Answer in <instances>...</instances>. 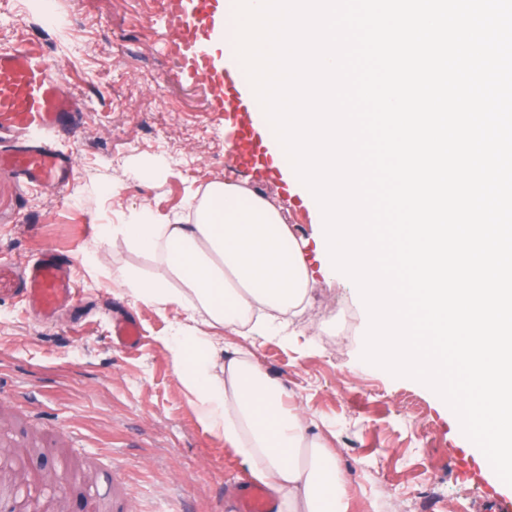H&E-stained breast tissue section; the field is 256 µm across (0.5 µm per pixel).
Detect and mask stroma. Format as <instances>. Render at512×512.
Segmentation results:
<instances>
[{
    "label": "stroma",
    "mask_w": 512,
    "mask_h": 512,
    "mask_svg": "<svg viewBox=\"0 0 512 512\" xmlns=\"http://www.w3.org/2000/svg\"><path fill=\"white\" fill-rule=\"evenodd\" d=\"M26 43L41 47L86 111L82 134L65 142L77 171L63 194L0 172V289L11 287L13 268L54 246L75 261L82 291L72 306L87 317L75 333L0 300V393L25 399L7 437L20 444L41 433L47 451L31 450V460L59 468L79 457L53 447L51 430L75 425L83 451L126 471L134 512H217L227 488L251 482L249 469L198 420L176 378L162 339L183 312L134 301L112 281L123 265L152 276L154 260L102 240V230L143 206L188 216L192 193L228 180L262 193L310 251L319 216L298 208L296 188L232 165L224 115L207 86L177 73L158 0H0V47ZM308 267L314 288L294 335L234 342L336 449L350 479V512H390L394 500L402 512H473L488 487L512 499L497 474L473 478L480 456L433 390L363 360L368 319L348 282L325 274L322 260ZM113 304L138 319L137 349L113 347Z\"/></svg>",
    "instance_id": "stroma-1"
}]
</instances>
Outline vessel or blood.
<instances>
[{
  "label": "vessel or blood",
  "instance_id": "1",
  "mask_svg": "<svg viewBox=\"0 0 512 512\" xmlns=\"http://www.w3.org/2000/svg\"><path fill=\"white\" fill-rule=\"evenodd\" d=\"M171 55L181 70L193 72L210 88L223 106L224 120L233 135L231 162L275 177L281 161L266 148L267 135L257 127L249 103L240 97L241 76L222 65L232 52L230 45H217L216 29L224 28V0H161ZM86 105L79 94L62 81L56 66L38 48H0V168L36 187L63 191L73 179L77 161L62 151L58 134L81 135L80 112ZM77 293L71 275V260L54 247L41 250L19 276L12 297L28 310L51 319L68 306ZM110 339L122 349L136 348L141 339L137 319L113 313ZM230 512H274V504L257 485H242L230 498Z\"/></svg>",
  "mask_w": 512,
  "mask_h": 512
}]
</instances>
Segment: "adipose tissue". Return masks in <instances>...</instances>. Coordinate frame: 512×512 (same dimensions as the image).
Segmentation results:
<instances>
[{"label":"adipose tissue","instance_id":"ef3b65f1","mask_svg":"<svg viewBox=\"0 0 512 512\" xmlns=\"http://www.w3.org/2000/svg\"><path fill=\"white\" fill-rule=\"evenodd\" d=\"M187 205L190 224L164 223L144 207L108 226L160 268L150 279L118 268L114 281L133 300L186 312L190 326L165 339L177 379L198 419L274 490L278 512H349L350 482L335 449L252 351L220 344L215 334L287 335L314 284L300 242L277 207L240 183L211 184Z\"/></svg>","mask_w":512,"mask_h":512}]
</instances>
